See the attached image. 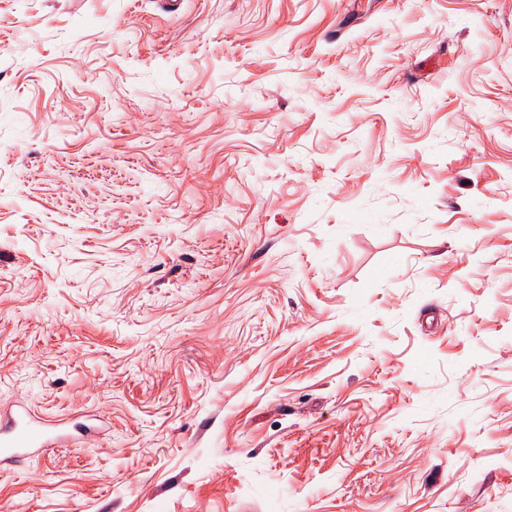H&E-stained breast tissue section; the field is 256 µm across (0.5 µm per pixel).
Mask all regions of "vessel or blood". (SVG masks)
I'll list each match as a JSON object with an SVG mask.
<instances>
[{
    "instance_id": "obj_1",
    "label": "vessel or blood",
    "mask_w": 512,
    "mask_h": 512,
    "mask_svg": "<svg viewBox=\"0 0 512 512\" xmlns=\"http://www.w3.org/2000/svg\"><path fill=\"white\" fill-rule=\"evenodd\" d=\"M93 429L88 420L65 423L38 418L25 408L18 410L0 421V466L66 444H78Z\"/></svg>"
}]
</instances>
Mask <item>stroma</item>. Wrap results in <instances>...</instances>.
Here are the masks:
<instances>
[{"label":"stroma","mask_w":512,"mask_h":512,"mask_svg":"<svg viewBox=\"0 0 512 512\" xmlns=\"http://www.w3.org/2000/svg\"><path fill=\"white\" fill-rule=\"evenodd\" d=\"M5 512H512V0H0ZM3 419L1 414L0 466L42 454L57 446L77 445L96 428L91 418H86L84 422L68 423L41 419L23 406L15 413L10 411L6 414L5 423Z\"/></svg>","instance_id":"stroma-1"}]
</instances>
